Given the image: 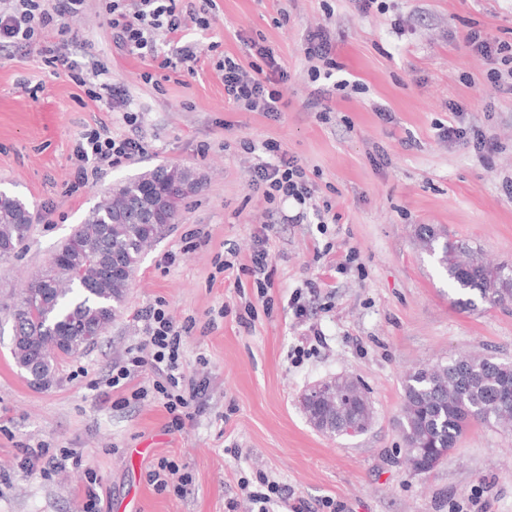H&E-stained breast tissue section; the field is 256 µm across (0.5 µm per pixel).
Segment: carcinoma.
Returning <instances> with one entry per match:
<instances>
[{
  "label": "carcinoma",
  "instance_id": "1",
  "mask_svg": "<svg viewBox=\"0 0 512 512\" xmlns=\"http://www.w3.org/2000/svg\"><path fill=\"white\" fill-rule=\"evenodd\" d=\"M168 180L186 184L188 191L173 199L160 191L158 201L167 219L154 223L139 216L136 205L144 190L161 188ZM199 184L194 170L176 165H158L115 182L39 275L41 293L33 298L22 294L12 306L14 326L23 336L11 349L16 365L37 358L43 374L51 377L60 361L59 342L67 343L71 356L89 348L87 337L104 335L125 302L138 262L165 227L175 223L181 204ZM29 209L31 205L18 195L0 199V257L16 253L29 239L32 225L21 219V212ZM420 237L447 272L456 308L467 312L480 302L489 307L512 304V276L485 265L467 243L430 226L420 229ZM108 253L120 258L125 273L102 277L100 266ZM511 382L512 363L492 357H453L409 373L400 422L408 451L451 452L474 422L511 424L512 403L499 402L501 388ZM363 400L356 385L338 388L321 401V408L327 413L336 408L338 424L350 416L366 426L370 411L363 408Z\"/></svg>",
  "mask_w": 512,
  "mask_h": 512
}]
</instances>
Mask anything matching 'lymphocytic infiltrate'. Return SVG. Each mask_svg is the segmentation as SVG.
Masks as SVG:
<instances>
[{"instance_id":"obj_1","label":"lymphocytic infiltrate","mask_w":512,"mask_h":512,"mask_svg":"<svg viewBox=\"0 0 512 512\" xmlns=\"http://www.w3.org/2000/svg\"><path fill=\"white\" fill-rule=\"evenodd\" d=\"M88 0H0V51L11 47L35 46L43 64L53 73H64L94 102H106L109 109L123 110L128 125H136L138 117L127 111L124 99L109 96V84L103 77L106 67L95 56L76 58L73 47L76 35L62 24L63 18L84 9ZM213 0H200L199 5L179 9L176 0H106L104 10L112 40L118 48L135 53L148 63L170 68L169 59L159 58L158 39L177 44L183 61L198 63V47L184 43L189 26L208 28ZM468 50L492 61L487 83L496 92L512 95V42L490 39L482 30L470 29L464 36ZM305 55L310 63V76L317 88L314 101H321L326 91L319 80L335 79L339 69L335 47L326 28L317 27L307 32ZM258 63L244 68L232 58H225L219 69L223 73L224 97L237 108L249 112L278 115L281 95L278 84L287 78L286 71L277 62L274 52L266 46H257ZM263 148L267 161L254 169L253 185L261 190L268 204L294 201L299 210L288 216L291 224L303 223L308 214L325 219L333 206L330 201H317L314 184L305 169L282 150L279 142L265 141ZM144 142L136 137L115 136L105 122L83 132L76 141L70 162L72 180L70 191H78L97 182L106 168L135 160L144 154ZM142 323L141 339L128 347L125 358L113 365L104 383L106 392L123 391L124 404H138L148 399L160 401L170 416L168 426L183 431L191 425L199 411V399L207 387L206 379L187 380L181 370L182 348L185 338L197 324L194 316L176 319L165 301L142 309L138 315ZM150 373L148 384L133 386L132 381L142 373ZM17 466L26 472L50 474L65 466L82 468L86 483L85 498L80 512H100L96 491L98 476L83 469L82 455L76 448H50L43 441L22 445ZM256 489L245 490L242 497L229 501V512H270L278 501H288L290 493L284 484L257 471Z\"/></svg>"}]
</instances>
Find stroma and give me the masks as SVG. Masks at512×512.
<instances>
[{
  "label": "stroma",
  "mask_w": 512,
  "mask_h": 512,
  "mask_svg": "<svg viewBox=\"0 0 512 512\" xmlns=\"http://www.w3.org/2000/svg\"><path fill=\"white\" fill-rule=\"evenodd\" d=\"M361 14L353 0H215L208 29L188 30L201 57L164 73L115 48L98 0L66 25L91 44L105 77L138 115L128 126L107 113L66 75L42 65L36 52L0 55V190L35 207L31 236L18 255L0 259V512H78L85 483L60 469L51 478L18 469L20 445L42 440L79 448L98 474L102 512L124 500L136 512H227L241 479L263 470L310 504L330 500L336 512H512V427L477 422L448 459L426 474L405 464L399 421L407 374L453 356L512 362V307L462 312L450 302L448 278L416 238L431 225L466 240L485 262L512 265V95L486 85L489 63L472 55L469 28L512 42V0H384ZM327 27L341 75L364 93L332 91L328 112L311 107L315 85L304 52L308 30ZM273 49L287 72L283 111L246 112L224 98L218 61L252 60L246 44ZM152 72L145 81L143 72ZM462 111L451 114L449 103ZM391 111L383 120L378 106ZM111 117L116 135L147 146L140 159L107 169L94 185L69 193L70 155L96 120ZM480 126L496 152L440 137L449 122ZM278 141L330 200L339 218L322 224H276L267 250L273 286L256 303L251 327L238 321L251 279L235 286L217 259L235 250L249 263L268 223L262 193L252 187L259 154L240 140ZM159 164L194 169L200 188L188 197L138 263L124 308L105 335L67 358L50 386L30 383L10 350L9 307L48 264L60 243L113 183ZM201 237L188 244L187 231ZM175 265L161 266L165 253ZM315 283L318 294L307 291ZM300 296L307 309L295 319ZM166 300L176 317L197 325L184 341L183 371L207 377L205 409L187 431L166 430L161 404L116 407L102 402L92 380L141 335L139 310ZM224 310L214 329L210 311ZM323 346L294 355L302 337ZM354 379L371 408L367 430L353 436L316 431L301 405L310 386ZM184 464L186 493H156L146 474L158 458Z\"/></svg>",
  "instance_id": "stroma-1"
}]
</instances>
